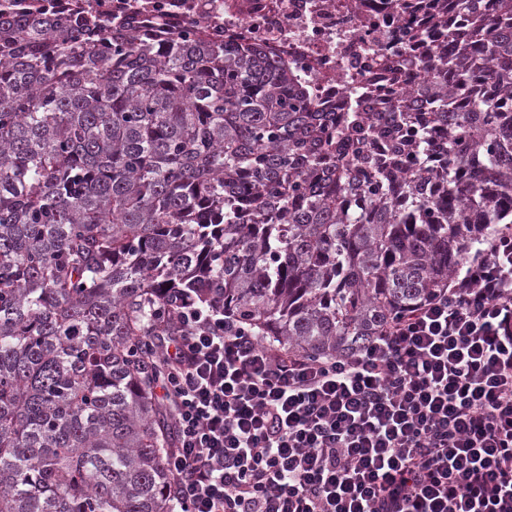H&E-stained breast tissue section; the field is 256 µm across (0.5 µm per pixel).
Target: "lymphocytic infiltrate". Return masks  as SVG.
Here are the masks:
<instances>
[{"instance_id": "obj_1", "label": "lymphocytic infiltrate", "mask_w": 512, "mask_h": 512, "mask_svg": "<svg viewBox=\"0 0 512 512\" xmlns=\"http://www.w3.org/2000/svg\"><path fill=\"white\" fill-rule=\"evenodd\" d=\"M332 358L186 306L156 345L180 512H512V234Z\"/></svg>"}]
</instances>
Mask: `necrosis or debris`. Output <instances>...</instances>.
<instances>
[{
	"mask_svg": "<svg viewBox=\"0 0 512 512\" xmlns=\"http://www.w3.org/2000/svg\"><path fill=\"white\" fill-rule=\"evenodd\" d=\"M63 20L89 16L133 23L145 37L193 30L204 40L252 46L305 76L320 111L354 100L393 111L416 92L435 59L473 42L460 0H5Z\"/></svg>",
	"mask_w": 512,
	"mask_h": 512,
	"instance_id": "obj_1",
	"label": "necrosis or debris"
}]
</instances>
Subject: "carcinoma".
<instances>
[{
  "label": "carcinoma",
  "instance_id": "carcinoma-1",
  "mask_svg": "<svg viewBox=\"0 0 512 512\" xmlns=\"http://www.w3.org/2000/svg\"><path fill=\"white\" fill-rule=\"evenodd\" d=\"M393 112L188 31L0 13V512H173L153 336L187 300L346 354L512 224V0Z\"/></svg>",
  "mask_w": 512,
  "mask_h": 512
}]
</instances>
